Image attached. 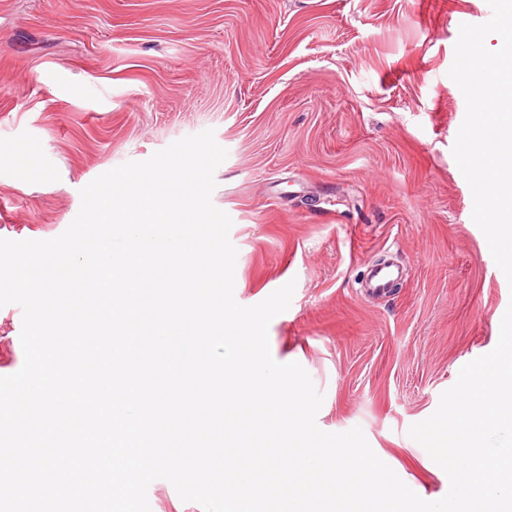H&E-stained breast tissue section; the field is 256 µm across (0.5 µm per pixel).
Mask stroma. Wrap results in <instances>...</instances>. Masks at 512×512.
Listing matches in <instances>:
<instances>
[{"label":"stroma","mask_w":512,"mask_h":512,"mask_svg":"<svg viewBox=\"0 0 512 512\" xmlns=\"http://www.w3.org/2000/svg\"><path fill=\"white\" fill-rule=\"evenodd\" d=\"M489 18L486 0H0V149L33 146L41 173L0 161V238L59 236L96 177L213 130L235 300L295 282L269 349L323 394L318 427L361 428L441 499L449 478L408 430L512 304L452 155L459 27ZM383 257L405 277L368 295ZM22 317L0 307V376L23 365Z\"/></svg>","instance_id":"stroma-1"}]
</instances>
